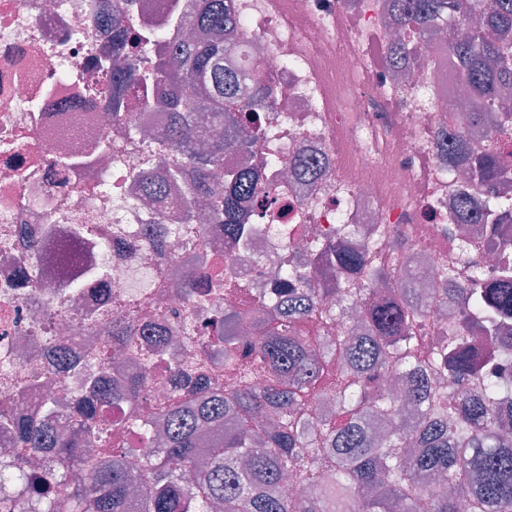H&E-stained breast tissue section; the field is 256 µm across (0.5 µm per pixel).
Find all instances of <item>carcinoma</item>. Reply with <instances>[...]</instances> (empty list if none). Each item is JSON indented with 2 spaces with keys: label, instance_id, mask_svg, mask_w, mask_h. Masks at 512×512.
<instances>
[{
  "label": "carcinoma",
  "instance_id": "obj_1",
  "mask_svg": "<svg viewBox=\"0 0 512 512\" xmlns=\"http://www.w3.org/2000/svg\"><path fill=\"white\" fill-rule=\"evenodd\" d=\"M163 28L128 25L125 15L112 16L117 49L126 44L137 54L162 50L166 32L190 25L204 37L184 39L153 66L142 68L113 58L102 63L107 93L113 104L131 86L154 90L170 108L169 149L176 162L167 170L164 188L182 194L183 203L211 199L210 219L224 225L233 239L249 233L246 201L261 197L260 209L277 195L274 181L262 182L260 142L269 133L262 113L272 111L269 95L259 87L242 93L237 75L224 66L233 44L224 30L236 25L225 0H162ZM410 40L402 44L405 61L417 60L423 39L434 26L448 25V52L475 98L489 112H501L495 133L506 135L512 123V0H397ZM241 155V164L224 168V153ZM448 162L467 167L487 193L482 224L512 212V201L497 196L494 186L512 178V153L472 156L462 131L448 133ZM334 254L340 306L360 303L368 332L364 337L331 334L323 327L320 344L297 335L301 325L318 317L333 320L324 307L323 289L308 288L271 300L263 310L264 334L251 344V354H237V329L245 315L217 314L207 335L196 337L205 352L224 362L232 381L210 384L191 378L179 364L167 367L179 393L164 413V447L144 466L142 477L132 476L120 457L106 453L93 459L86 452L112 447V438L133 433L152 441L150 428L135 420L134 409L144 395L145 377L122 386L84 364L88 387L76 400L73 417L77 437L60 433L54 403L46 398L38 415L18 420L0 409V433L19 449L14 461L23 471L25 458L43 455L54 468L45 474L50 493L15 507L0 495V512H458L459 499L469 512H512V430L496 408L502 387L512 382L505 367L512 364V335L495 337L496 365L485 377L470 358V337H448V348L435 359L448 379L460 383L483 380L477 392L461 393L458 406L448 407L422 373L406 377V398L426 407L424 417L407 431L398 425L384 440L370 435L371 427L395 420L392 399L377 385L389 371L415 365V331L424 317L406 288L376 295L366 287L369 258L364 252L325 246ZM52 260L66 270L81 266L82 255L73 242L60 244ZM443 298L457 301L468 319L484 333L499 331L512 318V263L502 260L488 276L472 274L470 284L450 288L453 268L440 271ZM208 287L191 274L175 284L189 299ZM132 322L115 325L106 340L135 343ZM350 360L351 374L334 388L339 416L331 425L313 420L307 394L318 388L333 358ZM268 377L264 388L251 381ZM214 429L211 447L200 460L201 431ZM291 474L313 485L307 496L276 495L272 488ZM434 473L448 482L452 493L433 497L419 476Z\"/></svg>",
  "mask_w": 512,
  "mask_h": 512
}]
</instances>
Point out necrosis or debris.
Here are the masks:
<instances>
[{"label": "necrosis or debris", "mask_w": 512, "mask_h": 512, "mask_svg": "<svg viewBox=\"0 0 512 512\" xmlns=\"http://www.w3.org/2000/svg\"><path fill=\"white\" fill-rule=\"evenodd\" d=\"M239 20L232 38L242 55L234 67L244 85L258 82L275 105L266 120L277 137L264 156L278 157L275 203L257 215L247 241H228L220 224L186 221L180 199L158 205L136 181L148 152L166 140L165 112L145 90L132 92L120 117L100 94L99 68L115 46L110 29L87 0H0V405L30 415L36 397L25 382L51 367L34 324L52 315L54 334L71 358L91 359L113 380L138 376L136 355L115 356L103 345L114 324L136 318L168 336L164 356L183 363L205 354L181 328L185 309L197 326L216 312L255 310L282 298L284 268L322 271L329 261L314 242L353 248L377 243L376 262L395 271L426 312L419 331L425 348L463 329L464 315L442 299L437 269L452 266L461 284L474 267L512 260V215L498 236L469 227L460 255L455 230L458 200L469 194L480 209L485 193L474 177L457 176L437 137L463 112L480 110L467 82L448 60V44L429 40L409 78L395 74L390 52L406 27L394 0H232ZM153 132L152 149L131 140ZM112 156L79 175L62 165L67 151H88L101 137ZM316 162V176L293 175L289 158ZM90 225L109 249L86 255L79 288L42 257L28 258L31 237L52 249ZM228 282L207 296L185 300L172 284L186 270Z\"/></svg>", "instance_id": "4bbe7bcc"}]
</instances>
